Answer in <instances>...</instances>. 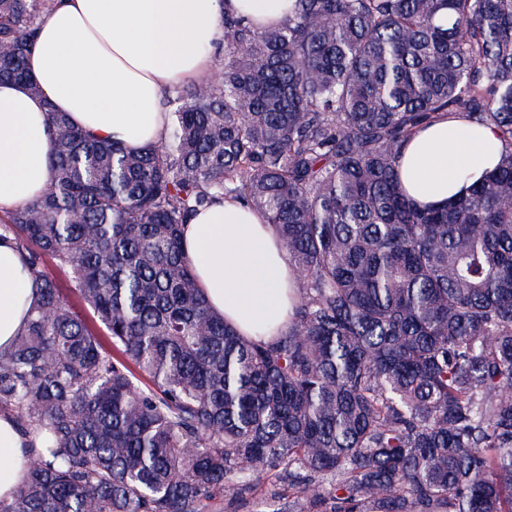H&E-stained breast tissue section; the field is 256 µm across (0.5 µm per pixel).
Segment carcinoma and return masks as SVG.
Returning a JSON list of instances; mask_svg holds the SVG:
<instances>
[{
	"label": "carcinoma",
	"instance_id": "1",
	"mask_svg": "<svg viewBox=\"0 0 512 512\" xmlns=\"http://www.w3.org/2000/svg\"><path fill=\"white\" fill-rule=\"evenodd\" d=\"M52 2L0 0V81L39 92L25 60ZM166 105L165 142L138 150L49 112V180L0 220L38 292L0 353V412L45 439L0 512H205L270 474L288 512H512V0L226 16L217 75ZM440 112L505 149L421 209L397 161ZM227 195L299 273L266 339L211 310L183 245Z\"/></svg>",
	"mask_w": 512,
	"mask_h": 512
}]
</instances>
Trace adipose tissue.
I'll return each mask as SVG.
<instances>
[{
  "instance_id": "1",
  "label": "adipose tissue",
  "mask_w": 512,
  "mask_h": 512,
  "mask_svg": "<svg viewBox=\"0 0 512 512\" xmlns=\"http://www.w3.org/2000/svg\"><path fill=\"white\" fill-rule=\"evenodd\" d=\"M288 7L289 0H56L27 56L39 93L0 82V213L36 198L49 179V112L66 113L102 139L159 145L168 133L169 92L215 70L225 16L275 26ZM503 149L495 127L440 114L402 147V189L420 206L445 203L492 171ZM182 238L216 313L246 336L269 323L287 327L298 272L261 214L220 198L183 226ZM36 299L14 240L1 239L0 351L10 348ZM30 453L0 416V498L22 482Z\"/></svg>"
}]
</instances>
